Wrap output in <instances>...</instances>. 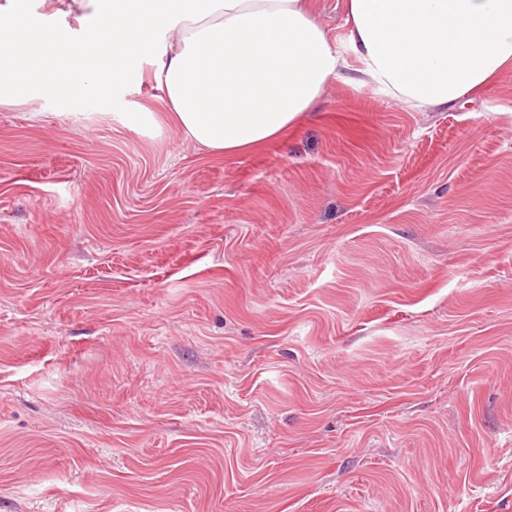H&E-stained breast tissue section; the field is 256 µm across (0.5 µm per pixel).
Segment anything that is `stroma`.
<instances>
[{"label":"stroma","instance_id":"35a3bbf8","mask_svg":"<svg viewBox=\"0 0 512 512\" xmlns=\"http://www.w3.org/2000/svg\"><path fill=\"white\" fill-rule=\"evenodd\" d=\"M160 95L0 106V512H512V70L233 157Z\"/></svg>","mask_w":512,"mask_h":512}]
</instances>
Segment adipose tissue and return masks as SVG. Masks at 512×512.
<instances>
[{"label":"adipose tissue","instance_id":"adipose-tissue-1","mask_svg":"<svg viewBox=\"0 0 512 512\" xmlns=\"http://www.w3.org/2000/svg\"><path fill=\"white\" fill-rule=\"evenodd\" d=\"M0 0V106L66 109L144 83L227 157L285 135L331 80L451 106L512 69V0H348L330 38L306 0ZM73 17L76 28L57 25Z\"/></svg>","mask_w":512,"mask_h":512}]
</instances>
